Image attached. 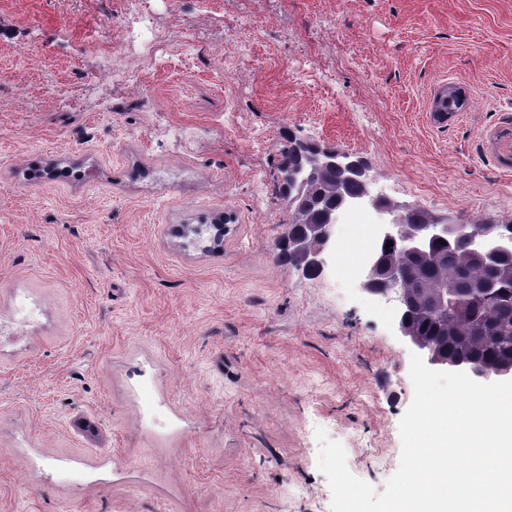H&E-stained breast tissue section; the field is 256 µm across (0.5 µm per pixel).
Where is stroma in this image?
Segmentation results:
<instances>
[{
    "mask_svg": "<svg viewBox=\"0 0 512 512\" xmlns=\"http://www.w3.org/2000/svg\"><path fill=\"white\" fill-rule=\"evenodd\" d=\"M125 2L0 0V512H331L320 429L384 491L411 352L345 278L354 247L317 275L280 259L279 146L512 219V0H146L134 84ZM226 214L222 246L179 233ZM131 17L133 23L139 24L138 31H135L134 27L129 30L131 38L140 42L149 51L160 38L159 33L152 26L151 18L146 12L136 8Z\"/></svg>",
    "mask_w": 512,
    "mask_h": 512,
    "instance_id": "stroma-1",
    "label": "stroma"
}]
</instances>
